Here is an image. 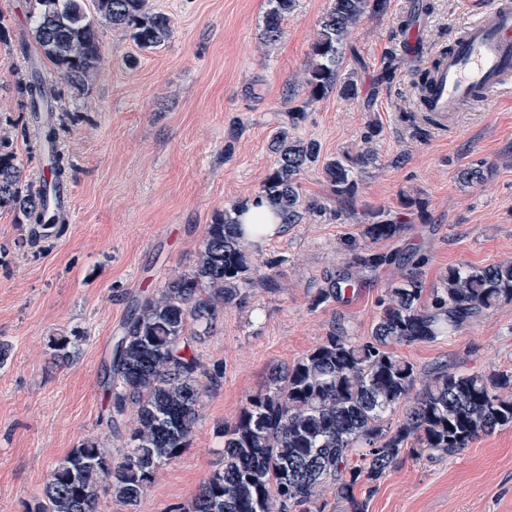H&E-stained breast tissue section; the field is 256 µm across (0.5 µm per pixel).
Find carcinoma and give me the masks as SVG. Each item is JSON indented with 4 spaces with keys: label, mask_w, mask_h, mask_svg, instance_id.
Wrapping results in <instances>:
<instances>
[{
    "label": "carcinoma",
    "mask_w": 512,
    "mask_h": 512,
    "mask_svg": "<svg viewBox=\"0 0 512 512\" xmlns=\"http://www.w3.org/2000/svg\"><path fill=\"white\" fill-rule=\"evenodd\" d=\"M296 0H269L263 39L275 43L281 23ZM388 0H330L311 45L304 70L306 97L287 112L271 134L276 163L256 198L294 224L301 211L322 215L317 200H304L298 176L322 164L333 194L354 198L359 176L374 159L367 147L377 129L370 127L366 147L321 160V146L292 130L306 108L331 92L355 99V73L341 72L342 49L350 29L365 16L387 11ZM27 24L45 57L81 95L102 62L101 29H127L142 50L156 48L171 35L170 18L146 9V0H33ZM23 106L32 114L39 148L47 153L49 184L66 180L68 159L58 146L57 95L38 69L21 86ZM0 137V208L15 213L21 224H51L61 235L66 224L49 216L47 185L23 183L16 153L5 152ZM483 165L458 172L459 182L485 179ZM237 203L209 225L191 269L164 282L158 291L135 300L113 336L112 357L104 384L110 397L107 423L121 432L128 411L134 417L119 458L94 442H83L54 467L43 496L28 512H96L100 493L134 507L155 472L188 448L199 419L206 386L198 354L202 339L224 318V308L242 305L248 289L270 276L255 277L249 242L236 220ZM406 225L373 214L363 225V242L349 241L348 267L358 272L389 261L367 247L398 237ZM349 274L320 289L318 306L336 296ZM505 304H512V260L484 266H450L439 286L424 293L422 281L405 277L388 289L372 326V341L358 343L329 333L284 369L271 372L266 389L246 400L224 438L217 468L201 484L188 512H313L317 492L332 486L350 512H365L355 488L379 481L401 456L454 455L481 434L512 428V369L493 373L440 370L420 380L417 367L391 346L431 343L457 332L464 324ZM81 337L62 336L52 343L51 358L69 362ZM405 412L397 423L398 406Z\"/></svg>",
    "instance_id": "cac0c4a2"
}]
</instances>
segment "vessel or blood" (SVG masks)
<instances>
[{"instance_id": "b4317fda", "label": "vessel or blood", "mask_w": 512, "mask_h": 512, "mask_svg": "<svg viewBox=\"0 0 512 512\" xmlns=\"http://www.w3.org/2000/svg\"><path fill=\"white\" fill-rule=\"evenodd\" d=\"M422 65L431 71L424 115L440 135H458L462 114L471 105L512 99V0H484L448 54Z\"/></svg>"}]
</instances>
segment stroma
I'll return each mask as SVG.
<instances>
[{
  "mask_svg": "<svg viewBox=\"0 0 512 512\" xmlns=\"http://www.w3.org/2000/svg\"><path fill=\"white\" fill-rule=\"evenodd\" d=\"M413 0H389L364 17L343 47L342 69L355 72L360 95L331 93L314 102L296 134L315 140L329 159L362 145L377 126L375 159L358 193L340 204L321 167L302 173L307 199L327 216L304 215L285 235L252 245L256 266L282 257L274 285L251 289L245 306L224 318L200 348L217 376L183 455L163 465L136 507L101 495L97 512H182L215 468L219 425L235 421L250 395L265 389L275 366L295 360L340 331L371 341L380 299L403 275L438 286L448 267L512 259V106H476L464 130L444 139L412 127L411 64L380 79L399 19ZM421 14L423 48L451 45L472 16L464 0H432ZM30 0H0V136L7 137L27 180L39 178L38 155L23 135L27 114L20 80L36 44ZM167 14L172 34L141 50L130 32L102 29L103 61L84 95L49 75L62 105L60 148L72 168L76 217L58 239L33 246L29 228L0 210V340L11 355L0 367V512H26L50 471L79 443L94 439L112 455L124 439L111 432L103 387L112 336L133 299L150 296L193 265L209 224L225 207L254 198L273 167L272 130L303 98L296 79L307 63L329 0H297L279 40L262 42L267 0H148ZM484 162L482 183L457 182L458 168ZM342 220H334L333 210ZM404 224L396 238L372 244L391 263L361 272L351 292L312 300L330 276H343L347 244L368 216ZM82 334L75 356L50 362L51 342ZM421 376L512 369V304L431 343L395 345ZM366 512H512V428L477 437L448 455L404 458L377 482L360 485Z\"/></svg>",
  "mask_w": 512,
  "mask_h": 512,
  "instance_id": "obj_1",
  "label": "stroma"
}]
</instances>
